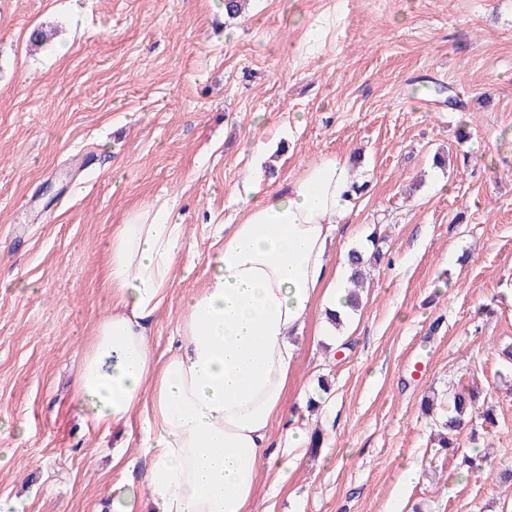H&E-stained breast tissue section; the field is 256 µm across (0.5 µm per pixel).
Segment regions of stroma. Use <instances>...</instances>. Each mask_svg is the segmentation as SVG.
Instances as JSON below:
<instances>
[{
	"label": "stroma",
	"mask_w": 512,
	"mask_h": 512,
	"mask_svg": "<svg viewBox=\"0 0 512 512\" xmlns=\"http://www.w3.org/2000/svg\"><path fill=\"white\" fill-rule=\"evenodd\" d=\"M331 155L361 191L329 264L382 258L351 335L317 337L315 311L293 338L272 435L320 444L264 469L259 512H512V0H250L235 19L223 0H0V418L27 427L0 434L9 512H108L144 468L113 466L137 432L87 431L73 396L114 305L113 225L158 201L185 226L161 352L245 180L256 203ZM463 387L495 421L438 447L421 402ZM474 448L490 470L459 475Z\"/></svg>",
	"instance_id": "stroma-1"
}]
</instances>
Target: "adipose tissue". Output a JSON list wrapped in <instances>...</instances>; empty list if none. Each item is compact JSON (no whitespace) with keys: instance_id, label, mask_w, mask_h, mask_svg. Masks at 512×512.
I'll use <instances>...</instances> for the list:
<instances>
[{"instance_id":"adipose-tissue-1","label":"adipose tissue","mask_w":512,"mask_h":512,"mask_svg":"<svg viewBox=\"0 0 512 512\" xmlns=\"http://www.w3.org/2000/svg\"><path fill=\"white\" fill-rule=\"evenodd\" d=\"M352 184L348 158L326 157L224 225L169 356L156 354L150 327L184 255V227L164 204L113 230L104 286L115 305L82 356L75 402L93 430L139 428L154 512H251L262 464L278 455L270 428L296 361L291 338L313 307L342 305L326 251L351 213Z\"/></svg>"}]
</instances>
